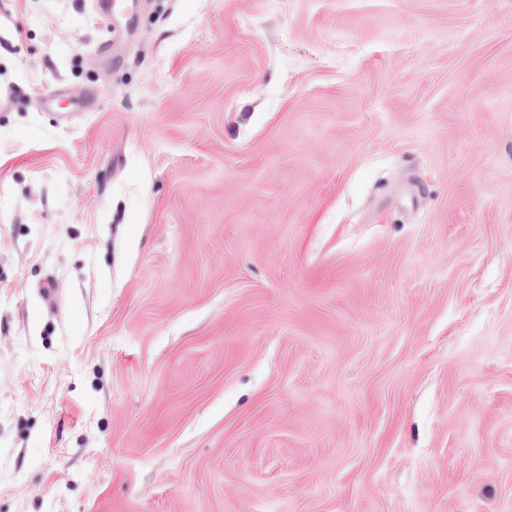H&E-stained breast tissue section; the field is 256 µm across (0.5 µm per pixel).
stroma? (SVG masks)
Masks as SVG:
<instances>
[{
    "mask_svg": "<svg viewBox=\"0 0 512 512\" xmlns=\"http://www.w3.org/2000/svg\"><path fill=\"white\" fill-rule=\"evenodd\" d=\"M0 0V512H512V0Z\"/></svg>",
    "mask_w": 512,
    "mask_h": 512,
    "instance_id": "35a3bbf8",
    "label": "stroma"
}]
</instances>
